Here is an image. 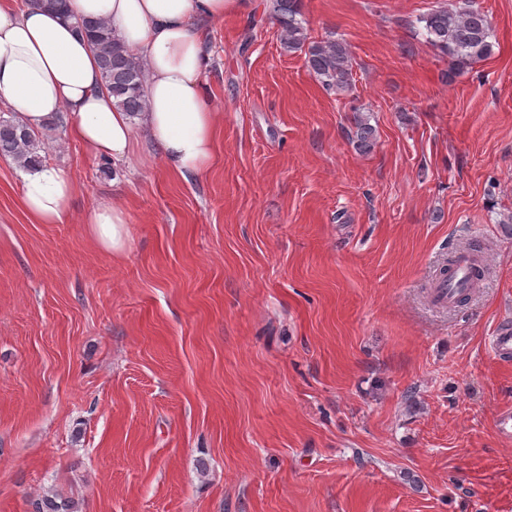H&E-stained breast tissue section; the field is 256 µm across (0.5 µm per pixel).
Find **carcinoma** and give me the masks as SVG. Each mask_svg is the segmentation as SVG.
<instances>
[{
	"label": "carcinoma",
	"instance_id": "cac0c4a2",
	"mask_svg": "<svg viewBox=\"0 0 512 512\" xmlns=\"http://www.w3.org/2000/svg\"><path fill=\"white\" fill-rule=\"evenodd\" d=\"M301 0H271V13L280 26V44L290 53L305 51L310 71L328 90L346 92L353 81L352 59L346 45L338 40L312 43L300 15ZM428 42L447 54L453 65L465 69L489 57L493 51L491 18L471 4L456 8H440L417 18ZM92 44L105 83L116 105L130 116L145 111L142 95V62L115 36L103 21L83 23ZM361 151H369L375 143V130L368 119L357 115L351 133ZM45 138L26 128L12 115H0V156L8 157L18 167L44 161ZM33 512H77L68 499L50 490L32 503Z\"/></svg>",
	"mask_w": 512,
	"mask_h": 512
}]
</instances>
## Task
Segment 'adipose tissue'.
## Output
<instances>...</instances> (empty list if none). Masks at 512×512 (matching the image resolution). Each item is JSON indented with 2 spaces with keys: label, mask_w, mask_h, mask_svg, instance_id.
Returning a JSON list of instances; mask_svg holds the SVG:
<instances>
[{
  "label": "adipose tissue",
  "mask_w": 512,
  "mask_h": 512,
  "mask_svg": "<svg viewBox=\"0 0 512 512\" xmlns=\"http://www.w3.org/2000/svg\"><path fill=\"white\" fill-rule=\"evenodd\" d=\"M228 0H67L58 13L27 0H0V103L20 123L42 130L66 113L68 133L86 152L115 162L128 158L145 134L170 171L200 175L211 165L219 115L206 90L208 55L195 25L220 20ZM82 19H100L143 63L145 112L130 117L115 104L85 35ZM22 203L37 224L66 220L76 184L64 169L37 164L20 172ZM89 235L107 253L128 244V215L99 201L82 215Z\"/></svg>",
  "instance_id": "1"
}]
</instances>
